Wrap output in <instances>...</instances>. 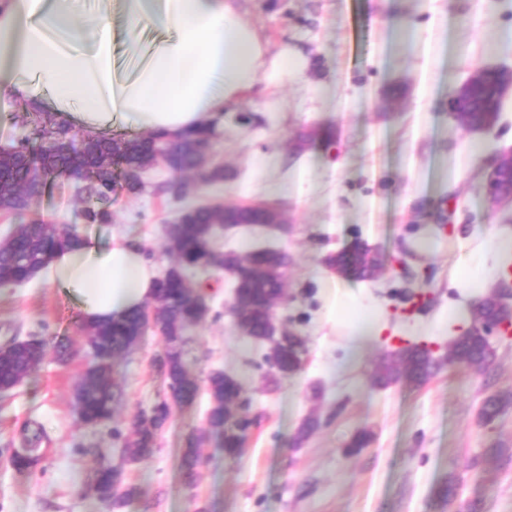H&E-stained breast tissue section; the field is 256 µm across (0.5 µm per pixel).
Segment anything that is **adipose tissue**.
<instances>
[{
    "label": "adipose tissue",
    "instance_id": "1",
    "mask_svg": "<svg viewBox=\"0 0 512 512\" xmlns=\"http://www.w3.org/2000/svg\"><path fill=\"white\" fill-rule=\"evenodd\" d=\"M74 0H0V99L32 104L51 98L58 119L78 120L85 130L123 121L169 138L211 125L258 81L277 86L300 73V55L271 52L244 20L237 0H110L90 44L75 48ZM125 22L130 64L118 69L112 49L114 16ZM162 35L140 41L141 22ZM38 278L77 298L87 323L117 320L142 306L154 292L156 272L126 235L107 242L85 234L75 249L56 253ZM321 295L333 317H350L345 373L364 350L381 342L377 316L362 314L357 300L325 278Z\"/></svg>",
    "mask_w": 512,
    "mask_h": 512
}]
</instances>
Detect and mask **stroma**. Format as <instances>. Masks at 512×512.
<instances>
[{
	"mask_svg": "<svg viewBox=\"0 0 512 512\" xmlns=\"http://www.w3.org/2000/svg\"><path fill=\"white\" fill-rule=\"evenodd\" d=\"M242 12L272 50L301 52L306 68L275 93L258 82L225 110L214 152L230 179L183 202L155 192L175 175L153 170L144 192L116 191L108 225L85 223L73 185L57 180L29 212L102 239L127 234L160 272L172 262L163 229L185 203H273L285 215L281 229L225 231L224 246L290 255L289 300L277 314L307 339L300 371L267 386L264 347L239 335L227 312L232 280L211 272V311L188 332V367L202 384L215 370L236 378L256 424L239 457L204 443L197 481L185 485L180 452L209 409L200 392L194 405L174 409L154 457L125 468V483L140 494L118 512H512V407L494 424L479 420L485 397L512 395V339L493 336L486 367L452 362L417 388L373 382L380 360L406 343L445 354L466 326L436 332L432 323L452 307L473 310L465 271L485 236L512 237V205H492L485 192L494 159L512 149V91L481 133L460 127L448 108L449 93L475 70H512V0H243ZM408 30L415 41L405 40ZM303 134L310 140L294 152ZM271 182L294 190L271 194ZM357 239L382 254L383 267L374 280L336 284L381 315L385 341L334 377L327 367L344 356V331L324 321L322 258ZM81 326L78 302L61 288H0V338L62 337L72 347L68 361L46 357L0 398V512H108L86 492L87 476L118 462L112 428L128 430L164 393L154 364L163 341L149 330L113 366L122 398L111 426L83 425L74 404L90 361ZM312 416L317 429L300 437ZM27 421L42 425L45 438L38 465L23 476L10 455ZM363 428L368 446L348 454ZM497 443L503 455L486 462ZM449 479L457 496L448 504L435 491Z\"/></svg>",
	"mask_w": 512,
	"mask_h": 512,
	"instance_id": "1",
	"label": "stroma"
}]
</instances>
